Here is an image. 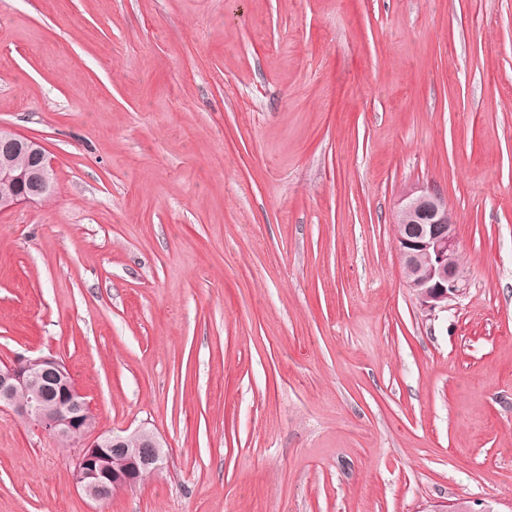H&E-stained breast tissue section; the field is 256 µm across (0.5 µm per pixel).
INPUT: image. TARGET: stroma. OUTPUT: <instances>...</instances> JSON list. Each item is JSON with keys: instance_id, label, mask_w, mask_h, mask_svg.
Returning a JSON list of instances; mask_svg holds the SVG:
<instances>
[{"instance_id": "obj_1", "label": "stroma", "mask_w": 512, "mask_h": 512, "mask_svg": "<svg viewBox=\"0 0 512 512\" xmlns=\"http://www.w3.org/2000/svg\"><path fill=\"white\" fill-rule=\"evenodd\" d=\"M0 360L53 354L166 467L96 503L0 410V512H512V0H0ZM440 194L467 294L395 216ZM14 161L17 167H25L16 168ZM0 182V193L7 188L0 194V213L48 196L54 187V170L43 143L0 125ZM415 193L405 194L397 211L406 284L423 310L445 311L467 292L465 272L454 261L459 238L445 201L434 192Z\"/></svg>"}]
</instances>
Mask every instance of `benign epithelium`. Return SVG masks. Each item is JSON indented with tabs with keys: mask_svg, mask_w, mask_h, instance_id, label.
Returning a JSON list of instances; mask_svg holds the SVG:
<instances>
[{
	"mask_svg": "<svg viewBox=\"0 0 512 512\" xmlns=\"http://www.w3.org/2000/svg\"><path fill=\"white\" fill-rule=\"evenodd\" d=\"M28 159L16 168L15 157ZM0 213L36 203L54 187V170L42 142L0 125ZM397 244L404 276L420 307L446 311L467 292L466 275L454 261L459 238L445 201L434 192L403 196L397 211ZM46 383L45 393L27 396L30 386ZM0 408H12L34 429L64 437L74 449L72 478L90 500L105 502L135 489L144 473L164 468L167 455L159 437L138 427L130 433H101L90 428L89 404L66 364L54 356L20 357L0 363Z\"/></svg>",
	"mask_w": 512,
	"mask_h": 512,
	"instance_id": "obj_1",
	"label": "benign epithelium"
}]
</instances>
